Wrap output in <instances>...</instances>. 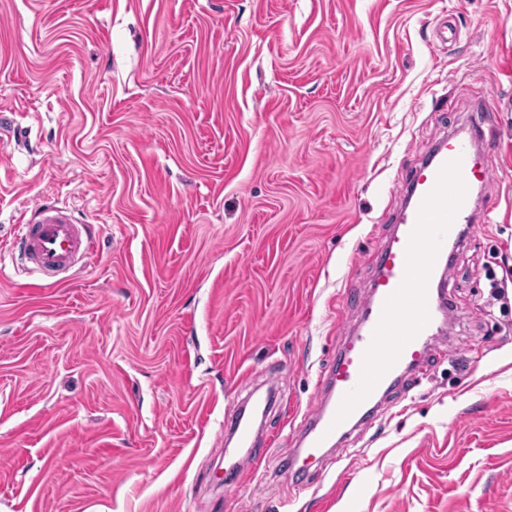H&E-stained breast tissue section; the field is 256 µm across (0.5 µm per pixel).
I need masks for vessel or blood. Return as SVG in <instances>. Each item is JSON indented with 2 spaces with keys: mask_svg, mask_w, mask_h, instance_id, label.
<instances>
[{
  "mask_svg": "<svg viewBox=\"0 0 512 512\" xmlns=\"http://www.w3.org/2000/svg\"><path fill=\"white\" fill-rule=\"evenodd\" d=\"M494 142L480 122L467 137L442 139L411 175L395 236L381 251L364 309L362 327L338 352L329 395L309 414L311 428L297 456L309 460L338 446L351 425L371 421L382 391L427 360L438 323L454 319L446 296L453 273L448 245L478 221L475 188L486 187L491 170L485 154ZM93 225L75 223L66 208L39 205L22 220L15 246L47 278L73 280L94 255ZM226 430L245 453L228 466L242 477L257 468L252 422L238 415Z\"/></svg>",
  "mask_w": 512,
  "mask_h": 512,
  "instance_id": "obj_1",
  "label": "vessel or blood"
}]
</instances>
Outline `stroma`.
<instances>
[{
  "label": "stroma",
  "mask_w": 512,
  "mask_h": 512,
  "mask_svg": "<svg viewBox=\"0 0 512 512\" xmlns=\"http://www.w3.org/2000/svg\"><path fill=\"white\" fill-rule=\"evenodd\" d=\"M511 68L512 0H0V512H512ZM481 97L455 320L300 486L405 180ZM46 202L96 227L67 284L13 250ZM268 391L225 480L224 420ZM225 429L232 438L236 439L238 448H251V450H247L244 455L235 458L229 466L225 468V472L234 474L238 478L247 476L251 470L257 468L262 455H257L256 448H253L255 434L252 421L245 417V408L239 413L235 420L226 423Z\"/></svg>",
  "instance_id": "1"
}]
</instances>
